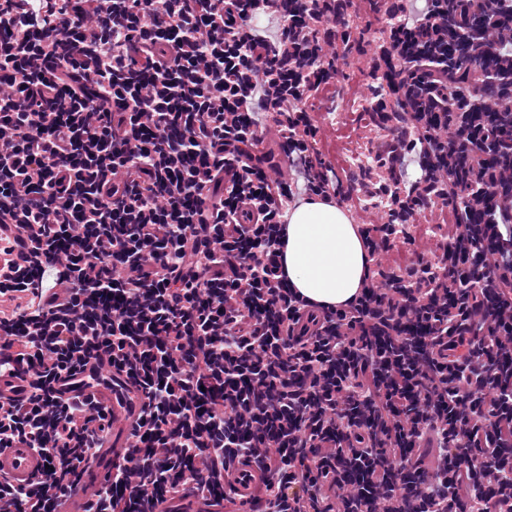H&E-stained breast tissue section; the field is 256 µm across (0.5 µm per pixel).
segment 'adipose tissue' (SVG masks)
Instances as JSON below:
<instances>
[{
    "label": "adipose tissue",
    "mask_w": 512,
    "mask_h": 512,
    "mask_svg": "<svg viewBox=\"0 0 512 512\" xmlns=\"http://www.w3.org/2000/svg\"><path fill=\"white\" fill-rule=\"evenodd\" d=\"M283 267L289 282L311 301L341 306L367 274L363 240L347 211L322 201L300 204L288 218Z\"/></svg>",
    "instance_id": "ef3b65f1"
}]
</instances>
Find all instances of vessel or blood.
<instances>
[{"mask_svg":"<svg viewBox=\"0 0 512 512\" xmlns=\"http://www.w3.org/2000/svg\"><path fill=\"white\" fill-rule=\"evenodd\" d=\"M36 226L29 224L0 223V279L13 275L22 263L35 234ZM62 396L69 397L75 392L91 400L100 396L110 399L112 411V445L94 450L93 463L84 475L87 485H97L110 474L115 473L123 463V450L127 446L131 428L137 418L142 393L138 383L126 373L112 366L108 353L98 352L84 365L76 379L62 381ZM43 459L33 455L26 448H6L0 450V477L27 478L40 474L44 469ZM264 472L253 462H237L230 467L232 481L231 495L235 500L236 512H247L252 502L251 494L261 483ZM171 512H223L222 508L209 507L192 491L186 490L175 496L171 503Z\"/></svg>","mask_w":512,"mask_h":512,"instance_id":"1","label":"vessel or blood"}]
</instances>
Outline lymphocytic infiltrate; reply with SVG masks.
<instances>
[{"label": "lymphocytic infiltrate", "instance_id": "lymphocytic-infiltrate-1", "mask_svg": "<svg viewBox=\"0 0 512 512\" xmlns=\"http://www.w3.org/2000/svg\"><path fill=\"white\" fill-rule=\"evenodd\" d=\"M381 2L365 99L387 176L368 185L315 152L305 107L358 0H0V217L39 227L0 282L25 299L0 319V380L31 387L0 403V449L47 464L0 478V505L70 512L112 414L56 385L101 348L144 399L86 512L224 500L240 458L267 474L266 512L512 501V188L493 165L512 113L448 75V0ZM473 96L483 111H455ZM272 129L282 165L251 151ZM316 198L371 214L367 277L340 308L282 270L288 211ZM434 211L441 254L393 258Z\"/></svg>", "mask_w": 512, "mask_h": 512}]
</instances>
